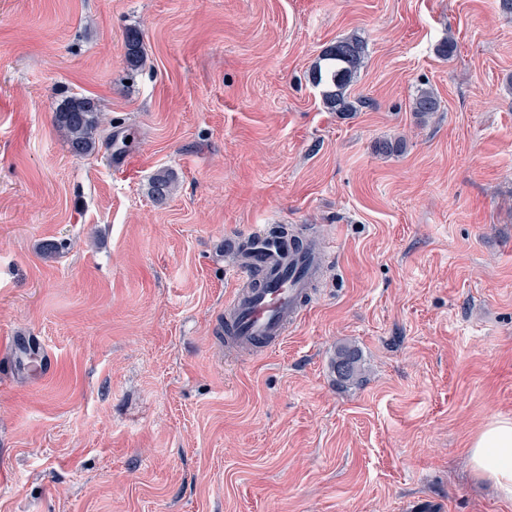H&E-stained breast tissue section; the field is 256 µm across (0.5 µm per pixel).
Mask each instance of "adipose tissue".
Wrapping results in <instances>:
<instances>
[{"mask_svg": "<svg viewBox=\"0 0 512 512\" xmlns=\"http://www.w3.org/2000/svg\"><path fill=\"white\" fill-rule=\"evenodd\" d=\"M468 460L472 472L491 483L500 500L512 502V417L489 420L473 437Z\"/></svg>", "mask_w": 512, "mask_h": 512, "instance_id": "1", "label": "adipose tissue"}]
</instances>
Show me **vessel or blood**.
<instances>
[{"mask_svg":"<svg viewBox=\"0 0 512 512\" xmlns=\"http://www.w3.org/2000/svg\"><path fill=\"white\" fill-rule=\"evenodd\" d=\"M250 238L254 248L249 263L227 268L237 282L224 303L229 326L224 344L230 351L240 344L260 347L286 338L308 306L310 284L320 276L329 250L324 242L298 250L261 229Z\"/></svg>","mask_w":512,"mask_h":512,"instance_id":"1","label":"vessel or blood"}]
</instances>
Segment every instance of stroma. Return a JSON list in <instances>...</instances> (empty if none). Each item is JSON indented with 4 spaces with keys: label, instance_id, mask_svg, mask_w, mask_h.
I'll list each match as a JSON object with an SVG mask.
<instances>
[{
    "label": "stroma",
    "instance_id": "obj_1",
    "mask_svg": "<svg viewBox=\"0 0 512 512\" xmlns=\"http://www.w3.org/2000/svg\"><path fill=\"white\" fill-rule=\"evenodd\" d=\"M351 35L342 115L307 74ZM72 94L107 135L83 158L54 124ZM278 224L335 241L328 277L283 344L226 355L224 239ZM1 336L30 348L0 357V512H512L467 462L512 417V17L0 0ZM125 60L131 68L140 66L144 59L142 36L137 30H129L125 38ZM360 356L357 349L351 346L340 347L332 363V369L337 381L346 383L354 381L361 372Z\"/></svg>",
    "mask_w": 512,
    "mask_h": 512
}]
</instances>
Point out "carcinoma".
<instances>
[{"label":"carcinoma","instance_id":"carcinoma-1","mask_svg":"<svg viewBox=\"0 0 512 512\" xmlns=\"http://www.w3.org/2000/svg\"><path fill=\"white\" fill-rule=\"evenodd\" d=\"M366 55L365 42L356 35L337 40L320 54L310 69L311 83L320 89L325 107L331 112H353L355 106L350 99L349 88L355 81ZM144 59L142 36L130 30L125 38L126 63L136 68ZM440 101L433 90L421 88L414 100V111L426 117L438 111ZM54 121L64 136L69 150L75 157L92 154L100 138V112L98 103L86 96H69L61 100ZM172 192V178L164 171L151 180V195L164 200ZM357 349L343 346L336 352L332 369L337 381L346 383L355 380L361 372Z\"/></svg>","mask_w":512,"mask_h":512}]
</instances>
